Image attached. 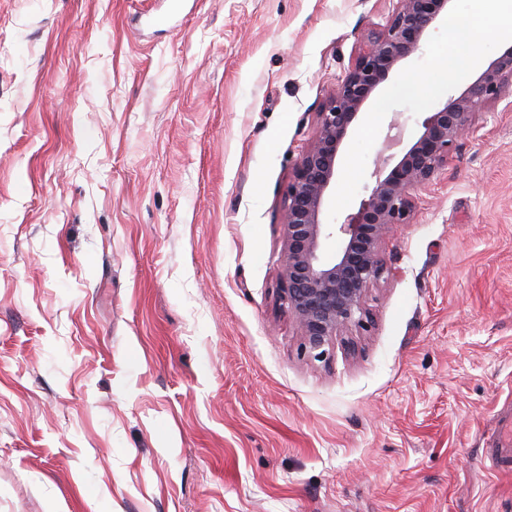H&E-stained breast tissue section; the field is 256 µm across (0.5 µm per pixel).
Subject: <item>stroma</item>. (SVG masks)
I'll use <instances>...</instances> for the list:
<instances>
[{
  "label": "stroma",
  "instance_id": "35a3bbf8",
  "mask_svg": "<svg viewBox=\"0 0 512 512\" xmlns=\"http://www.w3.org/2000/svg\"><path fill=\"white\" fill-rule=\"evenodd\" d=\"M396 0H0V512H512V108L414 190L371 328L300 351L285 196ZM463 0L339 149L323 215L498 48ZM401 145L388 144L391 122Z\"/></svg>",
  "mask_w": 512,
  "mask_h": 512
}]
</instances>
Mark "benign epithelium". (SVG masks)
<instances>
[{"label":"benign epithelium","instance_id":"7a95c632","mask_svg":"<svg viewBox=\"0 0 512 512\" xmlns=\"http://www.w3.org/2000/svg\"><path fill=\"white\" fill-rule=\"evenodd\" d=\"M449 0H397L387 25L370 32L355 62L318 113V130L302 152L285 199L284 252L277 298L296 322L305 353L329 358L336 340L369 323L366 300L383 273L379 246L414 212L412 191L448 166L473 133L475 109L512 97V45L504 48L467 89L422 123L423 131L399 162L374 172L376 182L358 210L334 226L321 222L336 180L338 152L362 108L402 60L415 54L429 27L448 14ZM336 239L334 256L327 243Z\"/></svg>","mask_w":512,"mask_h":512}]
</instances>
